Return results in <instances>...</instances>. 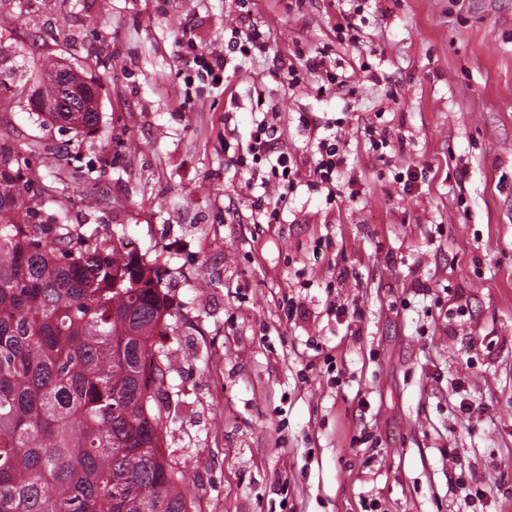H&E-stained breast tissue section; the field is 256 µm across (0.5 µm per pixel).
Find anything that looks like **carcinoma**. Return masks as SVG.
Returning <instances> with one entry per match:
<instances>
[{"instance_id": "carcinoma-1", "label": "carcinoma", "mask_w": 512, "mask_h": 512, "mask_svg": "<svg viewBox=\"0 0 512 512\" xmlns=\"http://www.w3.org/2000/svg\"><path fill=\"white\" fill-rule=\"evenodd\" d=\"M65 66L47 58L34 97L52 101ZM48 112L92 134L99 113ZM39 166L0 133V512H193L190 477L164 452L160 391L176 331L159 268L114 235L78 232Z\"/></svg>"}]
</instances>
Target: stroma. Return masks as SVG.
<instances>
[{
    "mask_svg": "<svg viewBox=\"0 0 512 512\" xmlns=\"http://www.w3.org/2000/svg\"><path fill=\"white\" fill-rule=\"evenodd\" d=\"M348 7L252 15L284 62L326 51L345 85L292 86L258 59L187 96L182 34L227 53L235 0H0L9 85L47 55L101 85L95 134L23 102L0 131L72 223L124 231L166 269L165 443L195 512H512V0H366L355 48L336 40ZM264 113L304 175L300 115L341 122L335 203L302 186L281 223H257L279 190L249 184L224 136L246 141ZM476 488L483 505H465Z\"/></svg>",
    "mask_w": 512,
    "mask_h": 512,
    "instance_id": "1",
    "label": "stroma"
}]
</instances>
